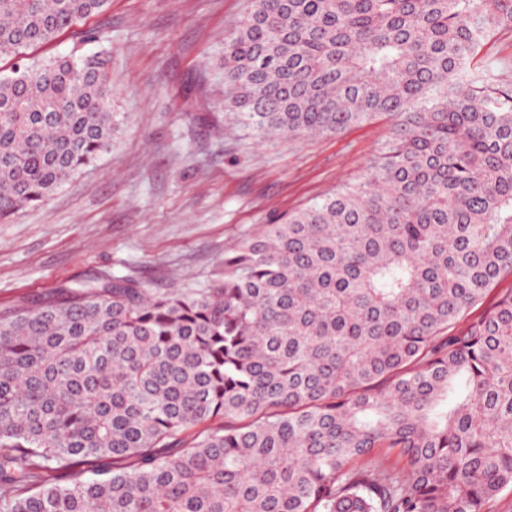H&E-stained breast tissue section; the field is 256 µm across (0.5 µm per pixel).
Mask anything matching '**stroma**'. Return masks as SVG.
I'll list each match as a JSON object with an SVG mask.
<instances>
[{"label":"stroma","instance_id":"obj_1","mask_svg":"<svg viewBox=\"0 0 512 512\" xmlns=\"http://www.w3.org/2000/svg\"><path fill=\"white\" fill-rule=\"evenodd\" d=\"M249 0H111L33 60L105 53L112 148L44 203L0 221V312L106 275L154 293L224 277V253L357 182L390 140L377 117L338 133L259 141L224 109V37Z\"/></svg>","mask_w":512,"mask_h":512}]
</instances>
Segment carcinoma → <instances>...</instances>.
Masks as SVG:
<instances>
[{
    "mask_svg": "<svg viewBox=\"0 0 512 512\" xmlns=\"http://www.w3.org/2000/svg\"><path fill=\"white\" fill-rule=\"evenodd\" d=\"M110 0H0V59ZM512 0H250L224 107L259 139L381 115L364 180L152 294L0 313V512H486L512 488ZM0 220L112 147L105 60L0 78ZM465 325H459L461 320ZM483 60L492 62L498 79L512 85V31L501 33L492 39L479 54L478 66L482 65Z\"/></svg>",
    "mask_w": 512,
    "mask_h": 512,
    "instance_id": "carcinoma-1",
    "label": "carcinoma"
}]
</instances>
